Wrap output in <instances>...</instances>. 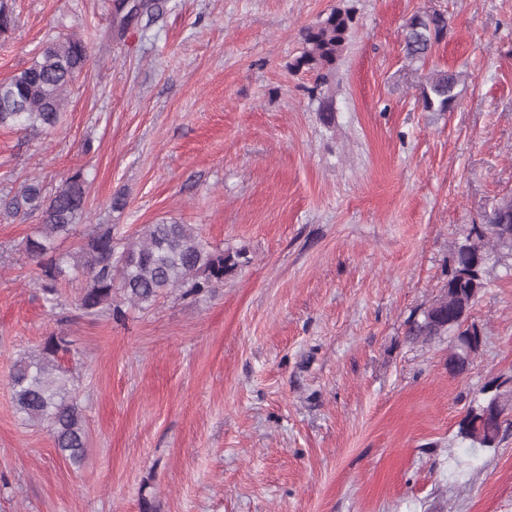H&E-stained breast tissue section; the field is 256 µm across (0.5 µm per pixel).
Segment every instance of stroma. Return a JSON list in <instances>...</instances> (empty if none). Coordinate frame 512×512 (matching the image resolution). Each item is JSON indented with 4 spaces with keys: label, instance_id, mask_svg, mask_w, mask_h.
Returning <instances> with one entry per match:
<instances>
[{
    "label": "stroma",
    "instance_id": "obj_1",
    "mask_svg": "<svg viewBox=\"0 0 512 512\" xmlns=\"http://www.w3.org/2000/svg\"><path fill=\"white\" fill-rule=\"evenodd\" d=\"M117 0H9L0 80L77 35L92 55L52 129L0 128V197L87 173L89 215L134 238L174 219L244 261L224 285L122 318L49 307L23 248L36 218L0 214V512H512V434L456 436L487 385L512 389V269L488 262L466 376L449 343H412L471 225L512 193V0H157L113 26ZM343 4L352 41L323 124L299 33ZM447 22L410 60L414 15ZM461 73L428 112L430 72ZM122 196L115 209L111 201ZM68 337L87 447L74 465L11 397L15 360Z\"/></svg>",
    "mask_w": 512,
    "mask_h": 512
}]
</instances>
